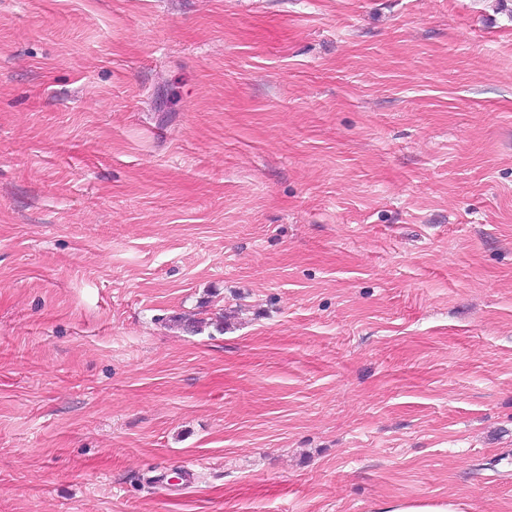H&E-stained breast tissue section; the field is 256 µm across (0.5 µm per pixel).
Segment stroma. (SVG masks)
<instances>
[{"mask_svg":"<svg viewBox=\"0 0 512 512\" xmlns=\"http://www.w3.org/2000/svg\"><path fill=\"white\" fill-rule=\"evenodd\" d=\"M450 496L512 512V0H0V512Z\"/></svg>","mask_w":512,"mask_h":512,"instance_id":"obj_1","label":"stroma"}]
</instances>
